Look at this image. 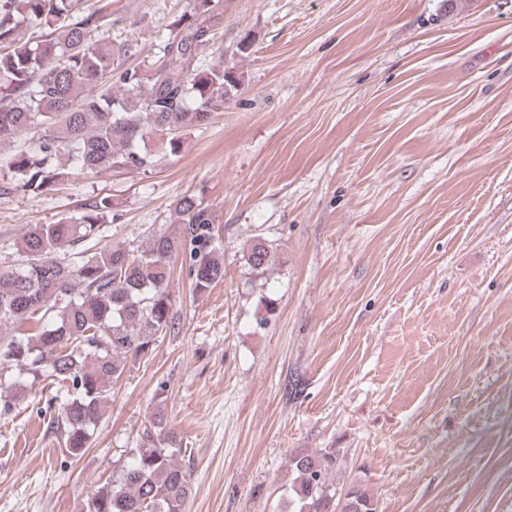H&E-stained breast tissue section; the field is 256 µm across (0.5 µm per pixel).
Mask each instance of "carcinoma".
<instances>
[{"label": "carcinoma", "mask_w": 512, "mask_h": 512, "mask_svg": "<svg viewBox=\"0 0 512 512\" xmlns=\"http://www.w3.org/2000/svg\"><path fill=\"white\" fill-rule=\"evenodd\" d=\"M223 0H186L159 35L158 58L131 66L138 42L94 39L100 16L79 0H0V146L43 131L33 150L0 155V173L14 189L39 195L80 171L140 170L181 152L186 132L209 121L238 92L233 68L204 64L216 41ZM41 31L25 36L22 27ZM178 229L151 236L143 247L101 243L113 202L102 196L55 224H29L22 262L0 268V370L19 367L36 381L61 386L50 429L67 454L80 457L104 415L112 383L129 362L147 356L156 339L175 329L169 289L173 263H189L202 294L224 279L212 245L215 219L201 198L173 202ZM90 243L76 263L59 254ZM272 246L255 237L243 259L251 274L269 270ZM36 321L37 332L7 336L1 329ZM182 440L157 406L128 450L86 503V512H185L190 473L177 461ZM340 449L296 448L280 512H336L332 479Z\"/></svg>", "instance_id": "cac0c4a2"}]
</instances>
